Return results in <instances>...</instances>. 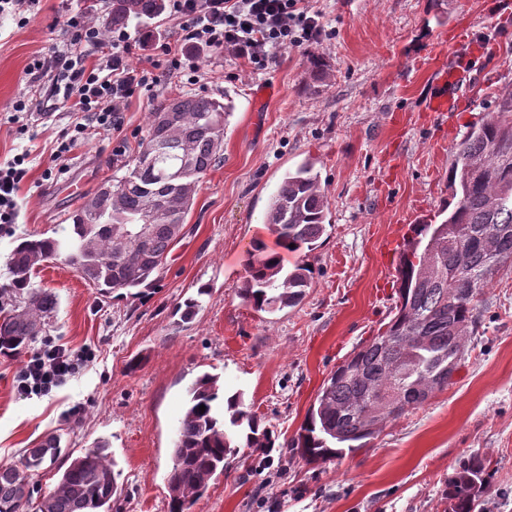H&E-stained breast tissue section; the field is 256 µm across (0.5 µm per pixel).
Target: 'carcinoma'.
<instances>
[{
  "mask_svg": "<svg viewBox=\"0 0 512 512\" xmlns=\"http://www.w3.org/2000/svg\"><path fill=\"white\" fill-rule=\"evenodd\" d=\"M164 0H112L109 25L147 22L160 16ZM322 55L311 52L302 86L316 92L327 77ZM176 113L163 126L159 113ZM229 116L224 102L210 95H180L149 113L146 135L125 173L112 179L114 192L100 190L73 212L67 238H25L11 255L10 283L0 286V355L21 356L59 307L57 295L31 284L42 262L54 259L72 267L103 294L124 290L146 296L177 242L204 176L221 161ZM454 206L439 224H416L397 269L398 303L386 329L354 351L320 387L300 430L287 441L293 455L308 463L341 458L366 447L383 426L425 404L432 393L448 388L453 364L467 353L477 331L478 302L461 295L469 278L487 286L498 273L481 243L495 240L512 259V89L494 98L489 117L475 125L455 147L448 173ZM161 212L149 239L132 231L150 208ZM328 201L311 162L285 173L265 213L278 250L255 241L247 252L245 277L238 293L256 310L275 313L298 306L310 287L309 256L326 232ZM129 234L118 239L119 231ZM301 252L285 266L282 252ZM197 297L175 311L189 322L200 307ZM219 377L204 373L187 389L188 404L172 448L167 479L169 512H191L210 482L224 474L239 449L269 456L274 434L250 406L244 393L220 396ZM396 394L402 409L383 403ZM205 411H200V406ZM70 457L61 435L46 434L28 450L24 467ZM116 462L105 445L71 457L57 485L41 491L14 466H0V512H112L122 486ZM488 489L485 462H462L448 479L450 512H476Z\"/></svg>",
  "mask_w": 512,
  "mask_h": 512,
  "instance_id": "carcinoma-1",
  "label": "carcinoma"
}]
</instances>
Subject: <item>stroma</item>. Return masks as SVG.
Returning <instances> with one entry per match:
<instances>
[{
  "instance_id": "1",
  "label": "stroma",
  "mask_w": 512,
  "mask_h": 512,
  "mask_svg": "<svg viewBox=\"0 0 512 512\" xmlns=\"http://www.w3.org/2000/svg\"><path fill=\"white\" fill-rule=\"evenodd\" d=\"M500 2L301 0L323 12L328 30L317 47L329 64L322 92L302 87L303 50H282L263 76L231 54L205 52L199 82L162 77L122 112L121 130L89 127L61 158L56 142L71 126L61 102L25 115L26 134L9 120L32 94L30 63L60 44L59 2L41 0L22 27L0 14V165L30 152L19 217L0 228V284L20 238L70 234L72 213L128 163L162 101L203 93L234 103L223 159L204 178L153 294L103 297L52 261L33 274L59 298L46 335L91 358L52 395L26 397L15 389L23 358L0 355V465H20L51 431L77 453L104 441L122 471L119 512H169L176 427L187 388L205 372L225 393L242 392L280 439L295 435L324 380L392 316L397 273L380 242L395 226L442 221L454 146L512 85V9ZM440 33L453 45L433 61L428 48ZM455 66L465 72L466 106L446 129L423 103L439 69ZM120 144L126 153L114 156ZM307 160L329 202L312 283L299 306L261 312L238 294L245 244L273 243L270 199L284 172ZM201 288L200 310L180 322L175 306ZM135 357L142 364L132 372ZM470 455L488 467L485 512H512V265L486 289L448 389L340 459L307 463L283 448L262 464L240 449L192 512H447L448 479Z\"/></svg>"
}]
</instances>
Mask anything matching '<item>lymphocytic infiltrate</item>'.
I'll use <instances>...</instances> for the list:
<instances>
[{"instance_id":"lymphocytic-infiltrate-1","label":"lymphocytic infiltrate","mask_w":512,"mask_h":512,"mask_svg":"<svg viewBox=\"0 0 512 512\" xmlns=\"http://www.w3.org/2000/svg\"><path fill=\"white\" fill-rule=\"evenodd\" d=\"M176 22L179 45L165 42L161 50L167 67L188 73L197 83L201 51H228L246 59L254 72L267 70L279 52L310 47L326 33L324 15L299 6L300 0H166ZM62 47L48 59L29 67L35 91L49 89L76 114L72 137L62 138L57 154L70 151L88 123L119 129L122 112L132 99L152 90L160 77L134 64L141 42L124 28L102 37L100 29L80 12L66 11ZM27 154L15 155L0 166V224L17 220L15 198L27 176ZM81 356L60 345L44 344L31 354L16 376L19 393L48 396L77 370Z\"/></svg>"}]
</instances>
